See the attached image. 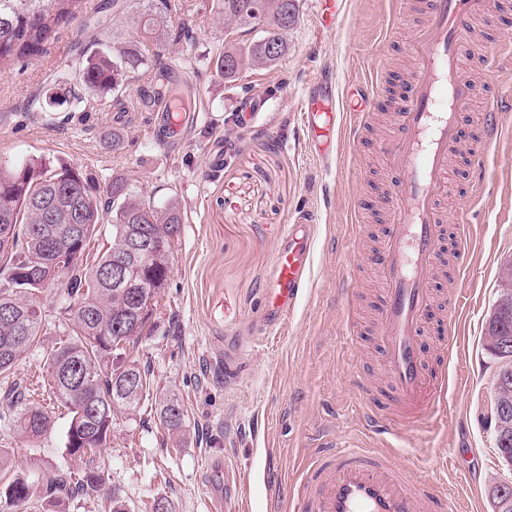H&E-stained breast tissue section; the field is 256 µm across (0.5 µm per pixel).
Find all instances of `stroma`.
Returning a JSON list of instances; mask_svg holds the SVG:
<instances>
[{"instance_id": "obj_1", "label": "stroma", "mask_w": 512, "mask_h": 512, "mask_svg": "<svg viewBox=\"0 0 512 512\" xmlns=\"http://www.w3.org/2000/svg\"><path fill=\"white\" fill-rule=\"evenodd\" d=\"M107 0H79L75 15L61 23L40 52L0 64V164L19 167L42 157L53 165L92 173L99 189L127 182L156 206L178 204L181 233L168 256L169 279L158 298L154 329L133 356L152 386L139 411L115 412L106 489H117L131 512L154 501L170 512H213L231 499L239 512H290L289 491L300 479L303 458L337 439H365L355 411L359 377L376 378L378 345L372 321L379 302L376 276L362 258L382 236L390 174L377 150L393 135L389 111L373 110L358 155L339 150L326 166L304 146L301 101L317 74H332L346 96L367 83L376 58L387 63V89L401 84L411 59L405 47L417 25L402 18L394 0H342L332 32L319 24L316 0H299L288 32V52L274 66L243 70L227 82L213 69L223 53L226 27L217 0H170L163 14L169 34L149 47L161 57L129 83L121 106L111 97L85 92L78 62L92 37L128 38L131 15L113 14ZM502 22L481 31L472 60L476 70L473 108L459 125L460 145L478 136V124L497 78L485 60L512 40V0H492ZM179 92L196 111L183 138L165 144L154 127L159 85ZM75 91L68 109L34 111L35 99L56 87ZM268 98L253 130L236 121L240 97ZM504 136L487 150L481 197H474L466 155L454 159L452 193L443 205L447 232L458 219L471 227L464 270L447 264L432 277L439 311L429 347L453 330L448 353L447 423L437 429L401 430L392 437L401 462L415 476L446 485L453 512H490L488 489L512 471L502 465L488 424L493 412L491 381L497 364L486 349V323L512 267V109L500 115ZM120 146L108 148L111 136ZM230 140L237 150L212 171L213 141ZM308 211L316 218L308 288L294 313L275 331L263 322V287L290 220ZM356 279L353 300L344 284ZM466 297L453 319L442 318L452 289ZM44 334L24 352L12 376L28 383L47 377V357L70 332L61 298L50 288L40 297ZM357 308L358 332L347 327ZM49 406L52 427L31 440L0 426V448L10 462L0 480L14 474L43 481L60 465L80 471L63 454L69 414L52 405L47 388L35 394ZM175 397L185 412V430L172 433L160 419L164 399ZM237 469L231 483L213 481L206 461Z\"/></svg>"}]
</instances>
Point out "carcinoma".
Instances as JSON below:
<instances>
[{
    "instance_id": "obj_1",
    "label": "carcinoma",
    "mask_w": 512,
    "mask_h": 512,
    "mask_svg": "<svg viewBox=\"0 0 512 512\" xmlns=\"http://www.w3.org/2000/svg\"><path fill=\"white\" fill-rule=\"evenodd\" d=\"M79 0H0V64L38 53L54 28L74 15ZM284 0H219L224 22L253 35L224 49L215 63L228 82L243 69L271 66L288 51V30L294 21L282 22ZM159 12L147 4L133 18L136 35L108 50L101 41L94 52L79 62L80 80L88 90L110 93L116 103L133 79L148 63L145 40L165 38ZM112 208V246L89 259L87 249L97 225L103 223L105 204L92 174L72 166L54 168L43 158H32L15 168L0 165V373L12 368L22 353L38 342L43 332L39 294L56 287L65 295L64 310L72 317L73 335L49 357L50 391L67 408L69 422L64 453L84 462L81 472L55 470L35 487L18 475L0 488V503L19 509L37 493L48 499L61 495L101 494L103 468L94 455L106 447L112 417L118 409H135L149 394L150 378L126 351L143 336L157 306L158 296L169 278L166 260L171 244L180 233L182 217L174 202L164 207L143 202L122 180L107 190ZM63 213L78 211L84 225L80 250L73 249L65 223L51 224L39 206L45 197ZM146 236L153 243V273L142 269L141 260L129 261L127 277L139 299L128 291L112 288L108 281L112 259L126 251L129 242ZM53 263L63 274L51 280L29 279L20 270ZM512 280L505 284L487 326V350L499 362L493 379L494 407L506 414L492 427L501 459L512 467ZM3 397L14 403L10 424L28 438L48 432L51 419L29 401V389L13 383ZM168 430L179 433L185 423L178 400L170 398L160 409Z\"/></svg>"
}]
</instances>
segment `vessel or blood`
I'll return each mask as SVG.
<instances>
[{
	"mask_svg": "<svg viewBox=\"0 0 512 512\" xmlns=\"http://www.w3.org/2000/svg\"><path fill=\"white\" fill-rule=\"evenodd\" d=\"M426 18L409 43L415 68L396 94L392 108L396 137L380 145L395 178L386 195L388 222L371 258L380 288L375 335L381 348L384 386L364 396L361 414L379 448L344 445L310 459L294 494V512H448V495L398 463L388 436L410 425L438 427L446 417L448 376L425 350L431 323L429 273L445 248L441 198L451 193L450 157L461 117L472 105L475 85L466 73L474 43L471 22L496 26L491 0H426ZM266 102L249 97L239 104V125L252 128ZM503 102L491 100L483 113L479 139L484 146L502 135ZM369 114L344 112L336 85L319 74L302 102L306 144L313 155L330 159L340 143L356 148ZM482 150L473 172L482 174ZM315 220L306 214L288 225L266 286L265 319L277 328L290 316L307 286Z\"/></svg>",
	"mask_w": 512,
	"mask_h": 512,
	"instance_id": "1",
	"label": "vessel or blood"
}]
</instances>
